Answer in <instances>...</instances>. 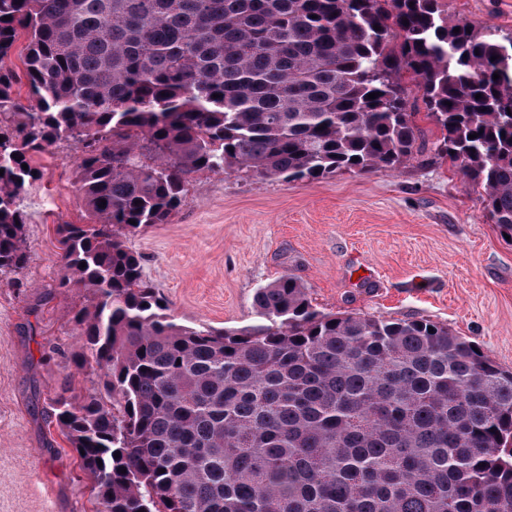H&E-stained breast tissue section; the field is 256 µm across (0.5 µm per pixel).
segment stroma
<instances>
[{
    "label": "stroma",
    "mask_w": 512,
    "mask_h": 512,
    "mask_svg": "<svg viewBox=\"0 0 512 512\" xmlns=\"http://www.w3.org/2000/svg\"><path fill=\"white\" fill-rule=\"evenodd\" d=\"M451 20L512 35V0H444ZM416 122L424 153L399 171L339 172L286 183L242 172L198 173L169 223L127 237L169 314L188 326L259 324L256 290L301 277L326 313L429 320L512 371V242L483 215L479 193L434 154L439 132ZM39 180L21 270L0 274V512H93L90 484L52 416L64 391L100 387L76 369L73 314L90 304L64 270L56 227L80 224L76 157L63 141L35 159Z\"/></svg>",
    "instance_id": "stroma-1"
}]
</instances>
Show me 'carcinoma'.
I'll return each mask as SVG.
<instances>
[{
  "label": "carcinoma",
  "instance_id": "obj_1",
  "mask_svg": "<svg viewBox=\"0 0 512 512\" xmlns=\"http://www.w3.org/2000/svg\"><path fill=\"white\" fill-rule=\"evenodd\" d=\"M419 101L512 237V36L441 0H0V273L27 262L32 158L72 142L88 223L56 226L58 287L92 295L75 364L101 388L52 412L96 512H512V372L471 341L326 314L291 273L258 325L180 324L124 241L194 173L395 171Z\"/></svg>",
  "mask_w": 512,
  "mask_h": 512
}]
</instances>
